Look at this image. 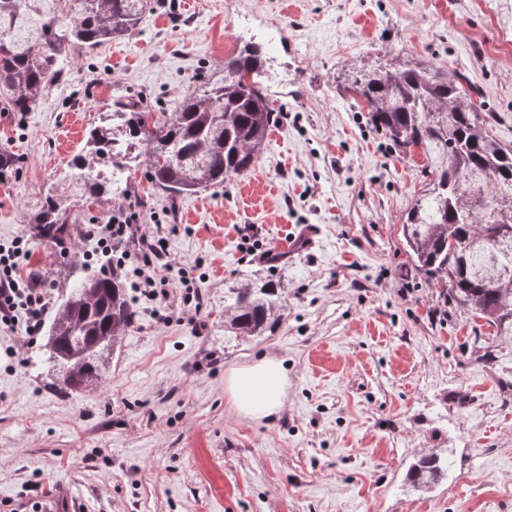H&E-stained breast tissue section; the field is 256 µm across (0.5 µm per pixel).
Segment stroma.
Masks as SVG:
<instances>
[{
    "label": "stroma",
    "mask_w": 512,
    "mask_h": 512,
    "mask_svg": "<svg viewBox=\"0 0 512 512\" xmlns=\"http://www.w3.org/2000/svg\"><path fill=\"white\" fill-rule=\"evenodd\" d=\"M150 5L132 34L70 54L32 111L0 112V149L17 159L0 178V245L24 239L18 274L49 308L104 265L89 228L113 208L134 206L174 263L167 296L129 291L136 322L95 385L59 392L46 336L26 345L23 326H0V512H37L45 495L79 512H512V336L416 273L402 224L426 158L395 150L343 90L379 67L462 75L512 147V0ZM249 43L277 110L252 169L176 199L139 169L124 194L82 197L69 161L103 111L135 95L176 111ZM51 193L66 200L59 243L33 222ZM248 226L267 248L317 235L267 264L247 252ZM261 281L283 290L277 325L225 331V294ZM263 354L283 359L288 386L258 421L231 407L224 377ZM430 454L447 473L412 480Z\"/></svg>",
    "instance_id": "35a3bbf8"
}]
</instances>
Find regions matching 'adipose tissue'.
I'll use <instances>...</instances> for the list:
<instances>
[{
  "mask_svg": "<svg viewBox=\"0 0 512 512\" xmlns=\"http://www.w3.org/2000/svg\"><path fill=\"white\" fill-rule=\"evenodd\" d=\"M286 385L283 362L273 356L231 369L224 378V391L237 413L258 420L279 411Z\"/></svg>",
  "mask_w": 512,
  "mask_h": 512,
  "instance_id": "1",
  "label": "adipose tissue"
}]
</instances>
